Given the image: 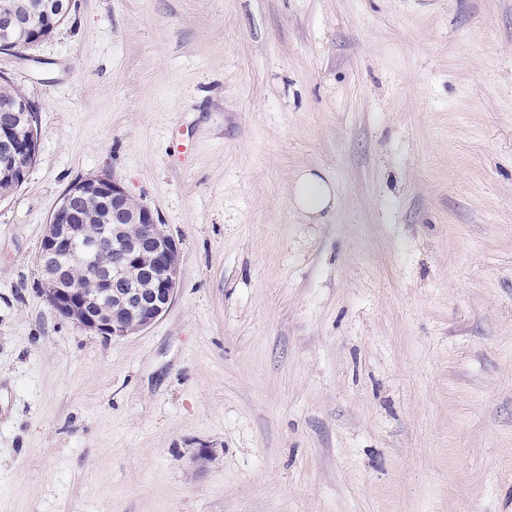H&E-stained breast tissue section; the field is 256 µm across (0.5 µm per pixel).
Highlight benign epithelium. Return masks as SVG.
Here are the masks:
<instances>
[{
    "instance_id": "obj_1",
    "label": "benign epithelium",
    "mask_w": 512,
    "mask_h": 512,
    "mask_svg": "<svg viewBox=\"0 0 512 512\" xmlns=\"http://www.w3.org/2000/svg\"><path fill=\"white\" fill-rule=\"evenodd\" d=\"M28 22L9 12L0 17V31L27 28ZM28 99H0V112L10 116L0 129L6 160L19 165L32 145ZM21 166V165H19ZM28 175L29 166H21ZM112 198V215L118 220L92 234L83 224H70L73 202L86 195ZM133 197L118 180L97 175L75 183L63 195L52 221L45 225L36 261L41 270V292L65 319L80 328L110 338H122L145 329L172 304L179 280L180 251L176 240L158 224L151 209L128 207ZM93 235L99 248L112 250V266H88L90 288H77L70 270L59 262L63 251L76 255L79 239Z\"/></svg>"
}]
</instances>
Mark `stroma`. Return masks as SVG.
<instances>
[{"label": "stroma", "instance_id": "35a3bbf8", "mask_svg": "<svg viewBox=\"0 0 512 512\" xmlns=\"http://www.w3.org/2000/svg\"><path fill=\"white\" fill-rule=\"evenodd\" d=\"M0 74L39 110L0 201V512H512V0H72ZM100 174L180 247L123 339L39 287ZM333 201L331 183L311 173H305L297 179L293 190V203L298 211L309 217H319Z\"/></svg>", "mask_w": 512, "mask_h": 512}]
</instances>
